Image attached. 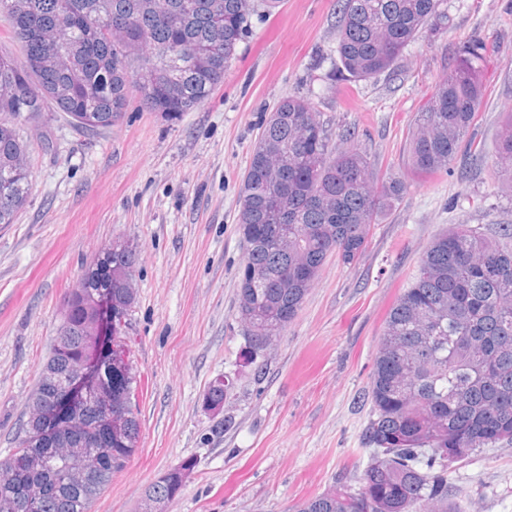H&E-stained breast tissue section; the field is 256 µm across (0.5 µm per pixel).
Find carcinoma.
Segmentation results:
<instances>
[{"label":"carcinoma","instance_id":"cac0c4a2","mask_svg":"<svg viewBox=\"0 0 512 512\" xmlns=\"http://www.w3.org/2000/svg\"><path fill=\"white\" fill-rule=\"evenodd\" d=\"M443 0H341L336 52L356 81L393 68L403 49L445 18ZM252 0H0L22 59L0 54V224H13L30 194L29 142L16 120L50 101L79 128L118 121L135 88L151 112H189L224 79L247 29ZM43 46L33 64L31 42ZM489 48L461 47V61L435 83L411 131L409 155L424 174L443 173L484 104L479 71ZM497 168L512 182V119L498 144ZM380 181L354 141L333 151L309 100L289 96L270 112L243 181L239 231L246 245L237 315L248 361L281 335L333 254L360 258L370 224L402 197ZM252 224H277L276 239L249 237ZM135 249L104 248L70 292L62 324L19 429L16 452L0 472V512L26 495L38 512H91L100 490L138 442L128 344L109 321L135 301ZM367 399L373 453L360 486L333 488L297 512H464L448 468L479 448L512 443V248L467 224L434 236L411 286L380 336ZM122 409L103 424L100 401ZM55 421L48 441L35 438ZM111 451L86 444L99 427ZM190 460L145 491L143 512H165L194 469Z\"/></svg>","mask_w":512,"mask_h":512}]
</instances>
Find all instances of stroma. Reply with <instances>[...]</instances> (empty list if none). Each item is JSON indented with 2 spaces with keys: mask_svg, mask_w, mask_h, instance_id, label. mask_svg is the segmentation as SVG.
<instances>
[{
  "mask_svg": "<svg viewBox=\"0 0 512 512\" xmlns=\"http://www.w3.org/2000/svg\"><path fill=\"white\" fill-rule=\"evenodd\" d=\"M442 8L445 22L391 71L349 81L334 74L338 0L260 4L223 82L193 111L150 112L133 91L121 120L94 133L53 111L24 122L32 191L16 223L0 224V461L16 446L70 291L103 248L127 241L138 251L126 335L140 434L91 512H138L145 489L190 458L197 465L167 512H295L355 484L369 456L378 339L423 250L452 224L498 241L512 224V192L495 167L512 118V0ZM475 38L496 47L471 130L484 153L419 173L409 133ZM287 96L310 99L331 147L353 134L373 172L406 191L372 224L360 259L328 258L295 319L250 364L236 312L240 194L260 123ZM224 377L233 387L210 407ZM448 478L464 512H512L511 443L475 451Z\"/></svg>",
  "mask_w": 512,
  "mask_h": 512,
  "instance_id": "35a3bbf8",
  "label": "stroma"
}]
</instances>
